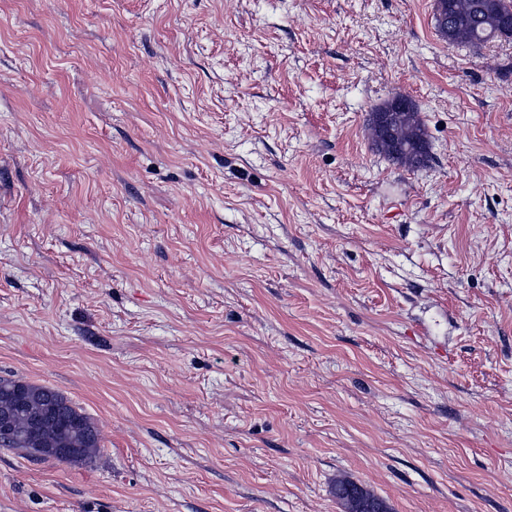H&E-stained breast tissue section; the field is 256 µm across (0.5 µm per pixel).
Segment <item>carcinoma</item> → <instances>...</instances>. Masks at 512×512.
<instances>
[{
    "label": "carcinoma",
    "instance_id": "carcinoma-1",
    "mask_svg": "<svg viewBox=\"0 0 512 512\" xmlns=\"http://www.w3.org/2000/svg\"><path fill=\"white\" fill-rule=\"evenodd\" d=\"M512 23V0H435V22L441 37L451 46L478 47L498 38H511L505 22ZM410 112L400 115L397 122L403 135L394 146H384L372 140L376 152L396 165L418 168L428 160L427 131L414 103ZM29 404L45 415V429L37 447L42 455L51 457L52 448H78L75 461L92 458L100 448V430L95 422L79 411L58 391L30 383ZM336 497L348 512H385L383 503L349 480L336 484Z\"/></svg>",
    "mask_w": 512,
    "mask_h": 512
}]
</instances>
